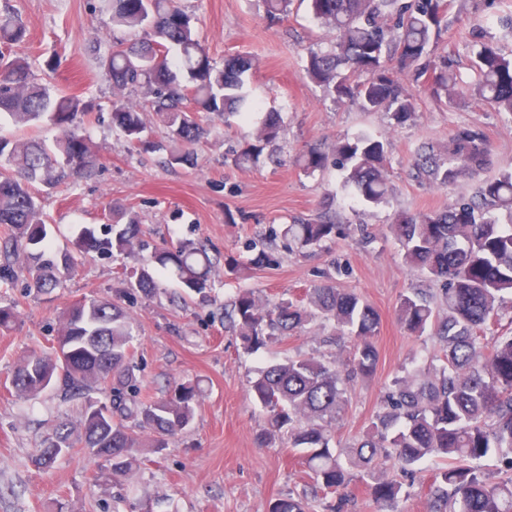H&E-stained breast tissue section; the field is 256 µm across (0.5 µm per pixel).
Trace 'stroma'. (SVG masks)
Listing matches in <instances>:
<instances>
[{"mask_svg": "<svg viewBox=\"0 0 512 512\" xmlns=\"http://www.w3.org/2000/svg\"><path fill=\"white\" fill-rule=\"evenodd\" d=\"M448 29L441 45L462 68L473 59L471 31L481 26L486 41L512 50V33L501 20L512 16V0H447ZM193 14L216 63L247 54L256 69L252 97L264 109L281 112L285 141L274 159L240 169L229 155L250 134L251 125L217 124L198 148L192 169L166 167L161 153H137L113 132L107 116L117 94L96 64L112 42L141 39L137 29L113 27L105 0H0V10L18 12L28 37L14 54L26 57L43 84L99 104L101 114L84 120L102 165L91 177L50 194L41 207L59 238L73 237L78 225L104 223L111 204L133 208L142 223L172 241L205 242L211 253L246 259L247 243L270 228L313 218L331 207L355 232L328 250L303 256L282 240L273 246L277 266L239 275L220 267L207 297H186L174 275L162 278L155 298L121 297L122 272L132 261L88 257L49 296L26 294L21 284H0V305H15L12 330L0 332V512H268L279 498L311 493L298 454L287 440L260 443L265 415L249 397L248 381L267 364L286 356L313 355L332 361L342 347L331 329L311 321L294 336L245 353L235 331L224 323V307L238 290L251 288L268 303L301 298L324 281L354 289L380 316L373 343L378 364L371 379L349 391L336 425V439L349 445L365 432L381 407L392 379L427 368L439 354L430 336H411L397 320L400 298L423 281L404 262L386 227L402 210L429 212L458 198L474 197L478 183L464 180L448 189L430 188L411 176L414 151L424 142H446L455 127L480 128L494 150L491 174L512 168V116L473 100L443 106L419 99L414 120L392 127L380 112H364L352 102L338 104L306 76V53L328 47L333 34L307 7L269 21L260 0H181ZM367 132L383 140L391 161L393 192L388 202L355 201L341 186L336 168L307 176L297 160L310 146L330 149L340 137ZM233 220H226V213ZM371 237L362 242L357 228ZM364 233V234H365ZM120 296L133 335L140 396L160 397L177 380L197 379L203 395L193 424L170 437L163 450L141 448L132 469L115 476L108 463L90 460L72 448L49 468L33 458L41 441L62 423L77 428L80 404L57 396L24 400L10 385V370L29 350L49 349L59 317L90 293Z\"/></svg>", "mask_w": 512, "mask_h": 512, "instance_id": "35a3bbf8", "label": "stroma"}]
</instances>
